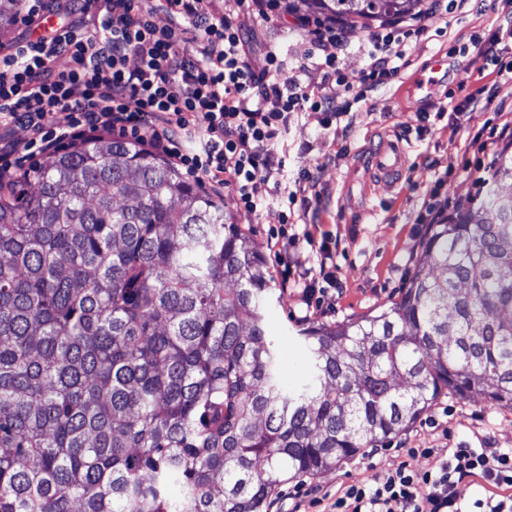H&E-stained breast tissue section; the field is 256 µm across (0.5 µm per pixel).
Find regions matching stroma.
<instances>
[{"label": "stroma", "mask_w": 512, "mask_h": 512, "mask_svg": "<svg viewBox=\"0 0 512 512\" xmlns=\"http://www.w3.org/2000/svg\"><path fill=\"white\" fill-rule=\"evenodd\" d=\"M504 0H465L447 16L434 20L432 32L405 47L397 79L370 92L347 116L348 137L338 135L321 112H295L288 118L277 148L287 157L278 191H298L303 172L313 174L320 197L311 201L305 222L296 224L311 243L288 248L299 271H318L321 243H328L343 282L342 291L321 307H305L295 289L283 287L272 276L266 327L281 358L282 379L288 386L303 383L308 374L307 351L291 334L308 323H333L369 314L390 305L408 284L430 227L416 223L422 202L433 187L435 171L448 173V212L466 211L481 188L476 160L490 161L505 146L500 135L512 123V77L499 74L498 64L512 60V38L495 40L505 30ZM375 21L346 27V49L337 61L349 75L366 70L368 35ZM280 45L287 58L284 75L316 85L323 79L309 59L311 45L305 38L288 35L284 26L257 28L249 63L255 71L266 67V47ZM423 87L411 88L414 76ZM494 89L489 110L456 114L454 107L481 86ZM397 140L406 151L401 179L383 185L370 174V149L382 140ZM436 169H429V162ZM224 207L253 239L265 259H272L278 240L272 218L237 210L232 194ZM449 446L458 448H512V410L493 408L482 398L457 400L440 397L415 424L385 443L381 463L370 464L366 453L339 463L315 476L297 478L280 486L270 512H293L307 487L318 490L321 504L306 512H328L341 486L360 480H381L385 464L400 462L409 448Z\"/></svg>", "instance_id": "35a3bbf8"}]
</instances>
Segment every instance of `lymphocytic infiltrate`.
I'll use <instances>...</instances> for the list:
<instances>
[{
	"instance_id": "1",
	"label": "lymphocytic infiltrate",
	"mask_w": 512,
	"mask_h": 512,
	"mask_svg": "<svg viewBox=\"0 0 512 512\" xmlns=\"http://www.w3.org/2000/svg\"><path fill=\"white\" fill-rule=\"evenodd\" d=\"M234 2L246 6V17L218 0H20L15 21L31 26L56 15L60 22L35 39L0 37V182L15 183L25 163L63 142L112 131L171 157L215 196L231 192L238 209L267 210L280 235L298 245L289 215L307 210L308 199H273L268 191L272 174L286 166L275 144L289 115L322 111L340 122L397 76L405 39L425 34L449 5L432 0L427 19L374 31L369 69L359 75L336 68L345 42L334 19L294 16L289 31L313 43L324 72L320 85L309 86L282 79L280 46L268 48L263 71L248 62L247 22H270L276 0ZM160 13L166 25L156 24ZM60 58L66 67H57ZM17 125L26 137H13ZM406 455L378 484L344 486L331 512H512V448H410ZM419 457L428 467L413 466ZM471 478L466 498L460 486Z\"/></svg>"
}]
</instances>
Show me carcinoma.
<instances>
[{
	"label": "carcinoma",
	"instance_id": "cac0c4a2",
	"mask_svg": "<svg viewBox=\"0 0 512 512\" xmlns=\"http://www.w3.org/2000/svg\"><path fill=\"white\" fill-rule=\"evenodd\" d=\"M424 254L388 308L297 329L316 385L290 389L262 253L168 159L107 135L1 183L0 512H267L441 395L512 407L509 147Z\"/></svg>",
	"mask_w": 512,
	"mask_h": 512
}]
</instances>
